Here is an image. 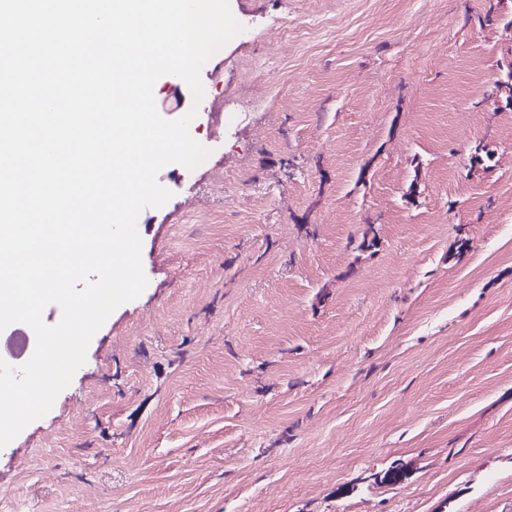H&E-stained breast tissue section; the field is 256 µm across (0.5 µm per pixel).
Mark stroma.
Masks as SVG:
<instances>
[{
	"label": "stroma",
	"instance_id": "35a3bbf8",
	"mask_svg": "<svg viewBox=\"0 0 512 512\" xmlns=\"http://www.w3.org/2000/svg\"><path fill=\"white\" fill-rule=\"evenodd\" d=\"M229 6L205 104L154 86L208 160L5 512H512V0Z\"/></svg>",
	"mask_w": 512,
	"mask_h": 512
}]
</instances>
